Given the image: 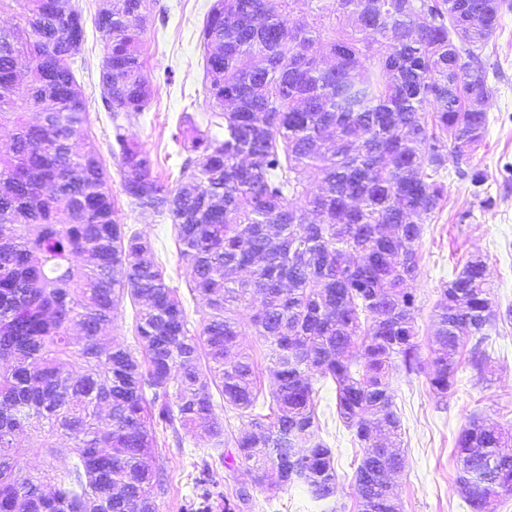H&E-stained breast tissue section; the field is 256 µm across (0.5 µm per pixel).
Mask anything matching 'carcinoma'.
Instances as JSON below:
<instances>
[{"mask_svg":"<svg viewBox=\"0 0 512 512\" xmlns=\"http://www.w3.org/2000/svg\"><path fill=\"white\" fill-rule=\"evenodd\" d=\"M293 2L214 0L200 42L207 127L223 136L191 116L177 123L176 187L153 175L158 157L120 123L151 99L143 35L156 0H105L94 19L122 191L173 224L190 291L208 308L198 331L152 242L116 217L71 68L86 38L82 10L23 0L17 23L0 29V126L13 127L0 150V512H156L165 491L157 433L168 429L198 436L210 458L240 464L256 486L302 483L336 512L316 375L334 383L337 415L363 450L358 512L400 509L390 475L403 455L381 438L400 430L391 372L421 367L408 282L422 224L446 195L448 158H472L486 134L482 54L506 0H336L328 26L295 16ZM491 288L477 259L442 288L428 378L441 399L454 391L465 341L482 370L497 320ZM126 296L140 306L135 350L108 344ZM257 298L251 326L272 363V417L255 415L226 454L209 388L241 416L255 409L235 313ZM32 430L67 454L63 471L25 469ZM456 448L471 512H491L478 492L488 458L502 470L498 495H512L511 433L475 419ZM196 486L188 512H210L216 497L224 512L252 501L242 487L225 497L207 462Z\"/></svg>","mask_w":512,"mask_h":512,"instance_id":"1","label":"carcinoma"}]
</instances>
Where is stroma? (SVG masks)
<instances>
[{"instance_id": "obj_1", "label": "stroma", "mask_w": 512, "mask_h": 512, "mask_svg": "<svg viewBox=\"0 0 512 512\" xmlns=\"http://www.w3.org/2000/svg\"><path fill=\"white\" fill-rule=\"evenodd\" d=\"M77 2L85 19L86 40L74 58L73 70L86 103L90 134L101 155L108 158L118 216L121 223L152 240L167 283L180 289L191 325L200 327L206 307L188 292L192 268L179 255L172 224L166 217L134 208L121 191L118 162L109 156L112 119L99 85L105 39L96 30L94 18L103 0ZM160 3L166 13L152 16L144 35L146 66L152 77L151 102L139 121L126 125L125 132L161 157L156 173L174 186L179 169L165 158L173 149L170 134L181 116H193L200 123L209 110L200 31L213 0ZM486 55L492 88L486 105L488 132L472 159L485 181L474 187L458 174L455 164H448L444 172L446 199L441 211L425 224L419 247L420 271L412 288L418 306V342L425 359L430 356L437 329L435 310L441 288L467 259L477 256L486 261L494 283L491 298L495 309L512 310V10L504 14ZM484 348L487 359L483 372L462 364L454 392L442 401L429 388L428 370L393 373L391 389L401 421L399 446L405 458L403 470L393 478L400 512H469L456 482L455 442L475 416L512 428V320L489 328ZM314 387L318 391L321 435L336 453V501L341 512H358L354 474L362 450L337 416L334 384L318 381ZM158 442L157 463L164 470L169 491L157 498V512H182L205 453L187 433L176 437L162 432ZM251 493L248 512L322 510L300 485L274 496L259 487H252Z\"/></svg>"}]
</instances>
